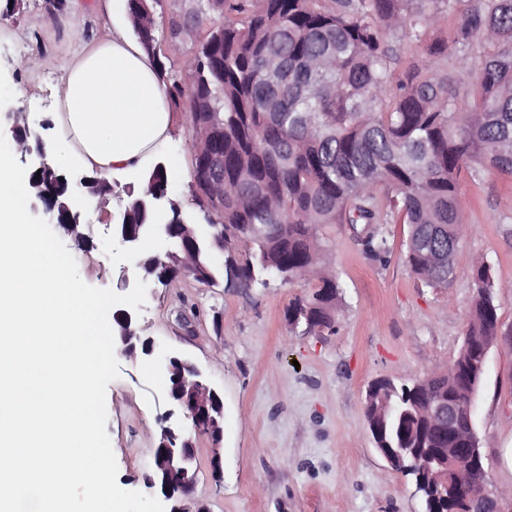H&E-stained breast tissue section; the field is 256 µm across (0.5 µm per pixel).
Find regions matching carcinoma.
Here are the masks:
<instances>
[{"instance_id": "1", "label": "carcinoma", "mask_w": 512, "mask_h": 512, "mask_svg": "<svg viewBox=\"0 0 512 512\" xmlns=\"http://www.w3.org/2000/svg\"><path fill=\"white\" fill-rule=\"evenodd\" d=\"M458 0H197L158 30L159 0H129L133 32L153 58L169 101L186 103L192 139L224 153V205L211 223L224 225V262L238 245H253L240 272L268 285L282 272L307 281L311 291L289 312L327 329L339 327L342 286L324 282L330 294L307 280L308 269L330 260L320 229L346 224L365 253H390L389 224L407 225L405 261L422 282L448 285L469 222L458 184L492 169L512 177V0H478L456 29L458 55L428 40ZM223 23L178 62L167 61L160 42L176 43L200 26L209 12ZM399 33L422 49L421 59L402 66ZM471 81L462 82V75ZM40 178H35V175ZM64 168L54 162L29 173L32 190L68 197ZM89 197L112 195V182L89 174ZM168 184L154 166L145 187L127 190L123 224H192L182 205L163 214L142 205ZM196 271L216 282L211 243L198 241ZM183 251L176 250V256ZM176 256H150L146 275L180 272ZM476 295L466 335L493 336L498 305L489 267L477 260ZM459 376L442 383L389 382L366 403L368 424L378 421L395 448H439L447 437L418 417L421 399L446 396L470 412L468 394L478 393L482 374L469 353L454 358ZM396 469L414 477L423 499H448L427 483L425 459Z\"/></svg>"}]
</instances>
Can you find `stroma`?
I'll return each mask as SVG.
<instances>
[{"instance_id":"1","label":"stroma","mask_w":512,"mask_h":512,"mask_svg":"<svg viewBox=\"0 0 512 512\" xmlns=\"http://www.w3.org/2000/svg\"><path fill=\"white\" fill-rule=\"evenodd\" d=\"M48 18L43 0H24L20 12L0 19V111L23 109L42 144H61L54 127L61 77L83 44L107 34L112 14L102 0ZM38 58L37 68H19ZM191 131L179 119L164 150L171 194L192 207ZM469 227L456 256L451 284H423L402 259L405 225L389 230L388 262L366 255L345 225L323 234L335 273L344 285L336 334L307 333L288 324V307L303 284L271 279L228 287L206 286L182 275L156 287L139 307V334L162 352L190 360L224 401L220 443L224 474L210 473L212 444L196 439L198 483L192 508L206 512H423L412 479L376 450L365 416L368 386L380 378L412 381L443 369L466 332L476 290L475 258L491 267L501 331L512 332V179L484 171L462 176ZM89 250L65 240L88 285L129 293L140 271L122 257L101 209L83 213ZM119 374L106 389L107 425L123 489L149 492L143 478L165 407L156 395L164 380L144 361L118 357ZM471 418L489 482L512 487L502 450L512 445V343L488 353L483 385Z\"/></svg>"}]
</instances>
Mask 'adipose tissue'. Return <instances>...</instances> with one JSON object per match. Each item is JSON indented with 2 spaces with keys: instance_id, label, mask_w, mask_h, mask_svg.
<instances>
[{
  "instance_id": "ef3b65f1",
  "label": "adipose tissue",
  "mask_w": 512,
  "mask_h": 512,
  "mask_svg": "<svg viewBox=\"0 0 512 512\" xmlns=\"http://www.w3.org/2000/svg\"><path fill=\"white\" fill-rule=\"evenodd\" d=\"M127 13L87 43L61 84L53 120L69 154L102 174L144 175L162 157L178 116L151 59L130 39Z\"/></svg>"
}]
</instances>
